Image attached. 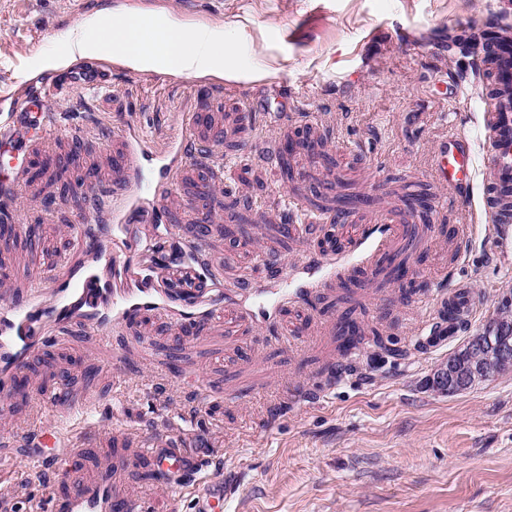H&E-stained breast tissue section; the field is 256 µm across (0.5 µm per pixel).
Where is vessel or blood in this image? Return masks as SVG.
Returning <instances> with one entry per match:
<instances>
[{
  "label": "vessel or blood",
  "mask_w": 512,
  "mask_h": 512,
  "mask_svg": "<svg viewBox=\"0 0 512 512\" xmlns=\"http://www.w3.org/2000/svg\"><path fill=\"white\" fill-rule=\"evenodd\" d=\"M487 57L491 62V81L500 95L491 111L483 115L487 149L483 207L501 244L506 245L512 243V43L494 46ZM107 78V70L97 66L83 65L70 74L74 87L81 91L98 88ZM56 98L54 80H43L39 86L22 90L10 104L6 117L0 119V223L6 227L5 233L0 234L1 245L6 244L8 231L17 227L14 202L27 173L28 144L46 138L58 126L53 109ZM211 99V93L206 91L190 103L179 129L163 149H155L138 130L123 133L122 146L112 156L111 189L102 197L93 198L86 218L72 228L73 238L83 249L103 252L94 225L118 224L124 230V247L103 252L104 258L116 267L131 263L141 249L136 235L138 226L150 222L156 207L168 201L176 178L193 162L188 144L202 140L214 151L223 143V115L209 111ZM471 166L472 147L468 139L455 135L439 144L436 173L443 184L466 189L472 177ZM391 231L388 224L364 228L361 242L365 260L383 254ZM188 251L194 263L185 267L184 272L197 280L199 288L179 299L183 307L193 311L192 317L177 319L176 327L184 334L199 330L224 307L223 292L208 289L209 281L223 276L222 264L204 243L191 244ZM164 296V290L159 288H103L92 276L65 290L57 287L50 273L37 272L27 294L0 304V390L21 379L33 351L48 343L51 336L66 333L74 321L87 322L93 334L106 333L142 311H169ZM477 307L475 296L463 286L439 298L434 316L426 325V343L436 345L463 331L470 325ZM143 446L154 457L158 471L169 477L168 489L175 494L183 493L185 485L174 480V473L193 472L206 458L201 448L193 453L184 451L176 434L155 436L144 441ZM90 450V440L84 437L63 454L50 459L38 453L31 461L39 465L49 460L63 464L87 455ZM128 462L124 454L105 459L96 485L53 499L46 512H143L142 501L121 497L112 488L116 474ZM227 495L222 483H208L197 497L196 512H221Z\"/></svg>",
  "instance_id": "b4317fda"
}]
</instances>
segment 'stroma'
Returning a JSON list of instances; mask_svg holds the SVG:
<instances>
[{
	"label": "stroma",
	"instance_id": "1",
	"mask_svg": "<svg viewBox=\"0 0 512 512\" xmlns=\"http://www.w3.org/2000/svg\"><path fill=\"white\" fill-rule=\"evenodd\" d=\"M101 9L222 32L258 77L202 80L116 62L99 92L64 89L56 110L71 132L37 148L48 167L22 184L0 270L18 295L44 266L61 281L91 270L111 281L104 260L67 239L88 210L90 178L108 173L123 127L146 125L164 146L205 86L224 115V165L201 158L187 169L157 231L179 259L208 228L229 298L220 321L190 335L149 312L110 340L77 323L40 349L25 391H10L0 412V507L31 512L98 482L101 458L117 451L110 431L145 439L174 428L184 449L209 456L179 497L150 479L147 453L133 456L117 489L143 498L147 512H195L194 488L212 480L235 486L224 512H512V372L440 394L427 379L464 339L417 344L426 301L457 283L479 300L476 329L512 291V249L489 236L481 180L461 202L433 158L439 141L463 135L483 169L481 53L448 38L475 21L512 24V0H0V108L40 81L44 61ZM368 224L394 227L385 259L326 280L314 303L285 299L303 285V262L322 258L321 241L336 235L354 256ZM262 256L287 263V282L271 280ZM396 260L409 267L405 281L394 278ZM260 303L265 326L245 318ZM347 315L365 336L359 372L331 382ZM376 335L406 356L384 357L370 344ZM195 375L198 388L180 385ZM42 388L65 395L44 404ZM100 422L109 432L94 452L31 482V436L56 428L60 442L42 450L60 451L63 438Z\"/></svg>",
	"mask_w": 512,
	"mask_h": 512
}]
</instances>
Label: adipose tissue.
<instances>
[{
  "mask_svg": "<svg viewBox=\"0 0 512 512\" xmlns=\"http://www.w3.org/2000/svg\"><path fill=\"white\" fill-rule=\"evenodd\" d=\"M109 56L135 69L233 81L254 79L234 45L208 29L188 30L169 20L147 24L135 15L98 11L86 15L68 53L50 65L64 70L79 59Z\"/></svg>",
  "mask_w": 512,
  "mask_h": 512,
  "instance_id": "1",
  "label": "adipose tissue"
}]
</instances>
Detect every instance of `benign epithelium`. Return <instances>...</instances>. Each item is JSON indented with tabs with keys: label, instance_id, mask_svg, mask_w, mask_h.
<instances>
[{
	"label": "benign epithelium",
	"instance_id": "7a95c632",
	"mask_svg": "<svg viewBox=\"0 0 512 512\" xmlns=\"http://www.w3.org/2000/svg\"><path fill=\"white\" fill-rule=\"evenodd\" d=\"M512 366V293L501 298L498 313L480 330L469 345V362L456 367L440 363L429 378L430 387L455 394L467 389L481 374H492Z\"/></svg>",
	"mask_w": 512,
	"mask_h": 512
}]
</instances>
